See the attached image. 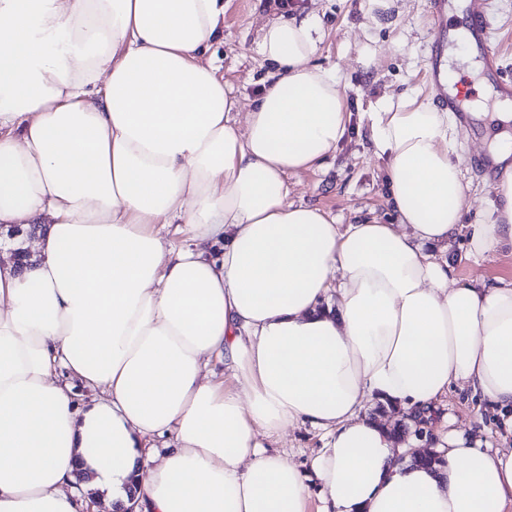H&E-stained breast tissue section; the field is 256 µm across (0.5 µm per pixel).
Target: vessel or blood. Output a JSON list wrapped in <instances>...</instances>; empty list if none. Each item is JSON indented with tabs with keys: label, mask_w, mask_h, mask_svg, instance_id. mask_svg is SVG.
<instances>
[{
	"label": "vessel or blood",
	"mask_w": 512,
	"mask_h": 512,
	"mask_svg": "<svg viewBox=\"0 0 512 512\" xmlns=\"http://www.w3.org/2000/svg\"><path fill=\"white\" fill-rule=\"evenodd\" d=\"M453 7V0H428V12L432 19V39L429 46L432 80L439 106L455 113L460 121L466 123L469 122L470 117L463 106L462 85L458 82L449 83L444 71V66L448 62V42L451 38L448 14ZM468 31L472 42L482 56L484 71L495 80L501 93L511 94L512 79L504 75L497 53L487 44L488 23L485 0H470Z\"/></svg>",
	"instance_id": "obj_1"
}]
</instances>
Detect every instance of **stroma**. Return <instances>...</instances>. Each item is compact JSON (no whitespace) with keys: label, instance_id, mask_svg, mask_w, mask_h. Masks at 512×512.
I'll return each mask as SVG.
<instances>
[{"label":"stroma","instance_id":"35a3bbf8","mask_svg":"<svg viewBox=\"0 0 512 512\" xmlns=\"http://www.w3.org/2000/svg\"><path fill=\"white\" fill-rule=\"evenodd\" d=\"M378 15L379 26H372L368 0H224V25L205 56L245 106L267 73L255 45L265 19L312 17L319 22L322 41L315 62L337 69L349 119L336 154L322 168L287 176V200L321 207L342 224L369 216L384 224L396 221L387 203L386 163L373 153L368 140L364 114L371 103L406 93L417 94L423 101L435 99L427 52L431 38L427 0H392ZM489 17L492 47L503 71L512 76V0H491ZM483 148L481 129L461 139L465 221L469 224L493 199L481 173L471 164ZM467 250L468 240L463 236L448 246V262L457 279L512 282V250L480 260L468 258ZM476 407L467 392L451 391L446 412H435L427 433L438 437L446 416L455 429L467 428L477 415L486 429H494L491 413H477Z\"/></svg>","mask_w":512,"mask_h":512}]
</instances>
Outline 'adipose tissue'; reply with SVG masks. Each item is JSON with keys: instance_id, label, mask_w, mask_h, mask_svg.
Instances as JSON below:
<instances>
[{"instance_id": "obj_1", "label": "adipose tissue", "mask_w": 512, "mask_h": 512, "mask_svg": "<svg viewBox=\"0 0 512 512\" xmlns=\"http://www.w3.org/2000/svg\"><path fill=\"white\" fill-rule=\"evenodd\" d=\"M223 19V0H0V228L31 251L0 262V512H81L79 471L135 512H512V448L452 429L428 464L366 414L413 423L459 389L512 435V283L431 252L465 227L472 256L512 249V101L479 223L456 120L403 95L366 115L397 221L340 224L286 200L346 130L317 22L261 26L241 117L201 61ZM302 425L325 434L310 466L266 449Z\"/></svg>"}]
</instances>
